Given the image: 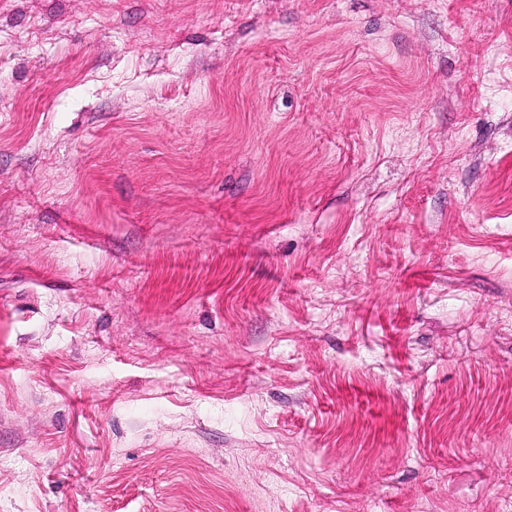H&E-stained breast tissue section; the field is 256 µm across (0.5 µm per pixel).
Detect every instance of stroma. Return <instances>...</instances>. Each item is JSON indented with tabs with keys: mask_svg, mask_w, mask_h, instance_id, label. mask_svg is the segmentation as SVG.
<instances>
[{
	"mask_svg": "<svg viewBox=\"0 0 512 512\" xmlns=\"http://www.w3.org/2000/svg\"><path fill=\"white\" fill-rule=\"evenodd\" d=\"M0 512H512V0H0Z\"/></svg>",
	"mask_w": 512,
	"mask_h": 512,
	"instance_id": "stroma-1",
	"label": "stroma"
}]
</instances>
